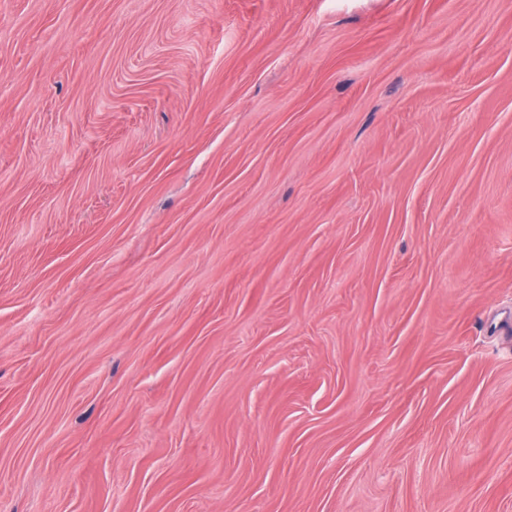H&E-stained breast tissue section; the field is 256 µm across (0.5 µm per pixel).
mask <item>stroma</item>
Instances as JSON below:
<instances>
[{
    "label": "stroma",
    "instance_id": "obj_1",
    "mask_svg": "<svg viewBox=\"0 0 512 512\" xmlns=\"http://www.w3.org/2000/svg\"><path fill=\"white\" fill-rule=\"evenodd\" d=\"M0 512H512V0H0Z\"/></svg>",
    "mask_w": 512,
    "mask_h": 512
}]
</instances>
